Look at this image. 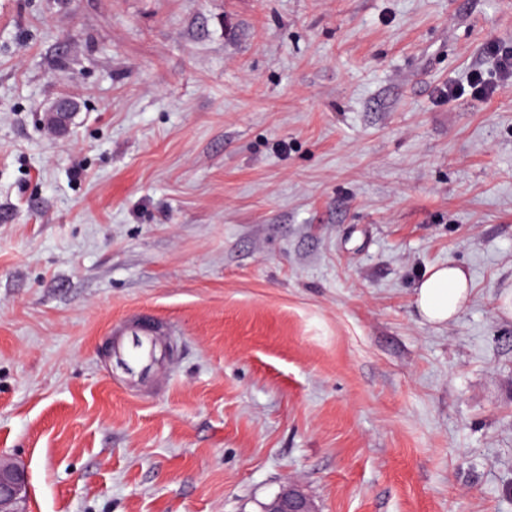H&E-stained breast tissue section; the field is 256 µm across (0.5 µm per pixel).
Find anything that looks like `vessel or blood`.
<instances>
[{
  "label": "vessel or blood",
  "instance_id": "1",
  "mask_svg": "<svg viewBox=\"0 0 512 512\" xmlns=\"http://www.w3.org/2000/svg\"><path fill=\"white\" fill-rule=\"evenodd\" d=\"M173 327L147 314H136L112 329L111 351L115 363L131 377L151 379L165 360L164 351Z\"/></svg>",
  "mask_w": 512,
  "mask_h": 512
}]
</instances>
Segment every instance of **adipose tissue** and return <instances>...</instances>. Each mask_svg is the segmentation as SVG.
Listing matches in <instances>:
<instances>
[{
    "label": "adipose tissue",
    "instance_id": "adipose-tissue-1",
    "mask_svg": "<svg viewBox=\"0 0 512 512\" xmlns=\"http://www.w3.org/2000/svg\"><path fill=\"white\" fill-rule=\"evenodd\" d=\"M473 292L468 272L455 264L430 268L415 286V304L430 324L454 320L466 307Z\"/></svg>",
    "mask_w": 512,
    "mask_h": 512
}]
</instances>
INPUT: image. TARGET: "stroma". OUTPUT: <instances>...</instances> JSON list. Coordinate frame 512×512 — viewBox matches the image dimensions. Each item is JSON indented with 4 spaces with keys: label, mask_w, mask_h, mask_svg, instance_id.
<instances>
[{
    "label": "stroma",
    "mask_w": 512,
    "mask_h": 512,
    "mask_svg": "<svg viewBox=\"0 0 512 512\" xmlns=\"http://www.w3.org/2000/svg\"><path fill=\"white\" fill-rule=\"evenodd\" d=\"M512 0H0V460L25 512H512ZM76 102L70 132L42 123ZM473 292L430 324L414 284ZM170 321L155 394L107 346ZM491 65L499 80L490 81L485 77V72L481 68L473 70L467 81L471 96L479 99H490L500 90L511 85L512 48L497 49L494 52ZM415 304L420 316L430 324L454 320L468 304L473 284L460 266H436L428 269L415 286ZM261 512H317L305 489L298 483H289L261 506Z\"/></svg>",
    "instance_id": "stroma-1"
}]
</instances>
